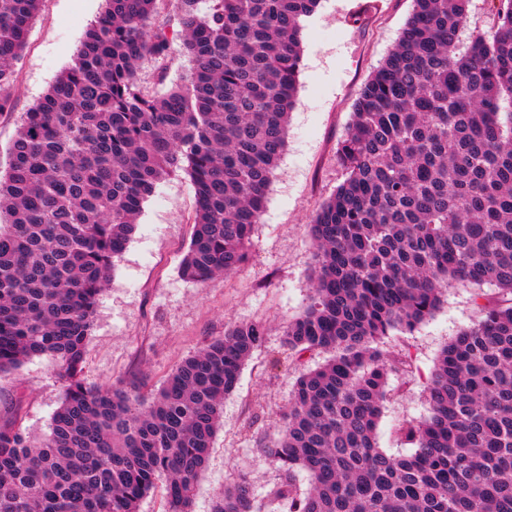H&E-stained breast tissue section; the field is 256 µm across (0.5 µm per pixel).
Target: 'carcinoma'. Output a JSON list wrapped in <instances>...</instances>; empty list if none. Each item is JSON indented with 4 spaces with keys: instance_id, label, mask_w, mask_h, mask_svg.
I'll use <instances>...</instances> for the list:
<instances>
[{
    "instance_id": "obj_1",
    "label": "carcinoma",
    "mask_w": 512,
    "mask_h": 512,
    "mask_svg": "<svg viewBox=\"0 0 512 512\" xmlns=\"http://www.w3.org/2000/svg\"><path fill=\"white\" fill-rule=\"evenodd\" d=\"M41 2L0 0V113ZM103 2L0 174V374L46 356L66 385L40 442L0 425V512H138L158 487L165 512H192L224 396L267 335L234 325L146 393L82 379L97 299L171 173L195 196L181 277L246 261L287 144L301 20L320 0ZM470 2L414 0L361 89L336 152L346 178L310 224L311 303L284 330L297 358L335 356L296 380L267 447L282 471L268 507L242 477L215 512H512V0H490L493 26L463 42ZM176 50L190 74L145 86L140 64ZM458 282L497 300L475 293L480 316L441 352L428 414L401 427L412 452L390 454L376 430L393 365L376 343Z\"/></svg>"
}]
</instances>
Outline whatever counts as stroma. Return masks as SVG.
<instances>
[{
    "label": "stroma",
    "mask_w": 512,
    "mask_h": 512,
    "mask_svg": "<svg viewBox=\"0 0 512 512\" xmlns=\"http://www.w3.org/2000/svg\"><path fill=\"white\" fill-rule=\"evenodd\" d=\"M412 10L413 0H321L304 20L287 148L240 269L201 285L180 277L178 267L193 232L188 217L194 191L179 171L144 202L133 238L99 297L84 367L91 386L116 380L157 384L225 329L251 321L268 327L263 346L224 398L223 424L198 480L193 512H213L225 483L238 477L250 479L261 495L279 481L280 463L260 443L280 432L297 377L329 358L325 352L296 358L283 337L288 321L311 301L315 245L309 225L345 179L336 150L354 103L394 48ZM101 11L102 0H43L16 63L15 108L0 114L1 168L8 164L23 113L71 65ZM473 293L471 285H454L434 315L413 332L385 337L382 350L411 368L409 374L390 376L392 395L378 426V443L388 452H410L398 429L426 415L425 387L441 350L478 316ZM63 391L48 358L25 360L0 376V419L21 422L30 436H44Z\"/></svg>",
    "instance_id": "1"
}]
</instances>
